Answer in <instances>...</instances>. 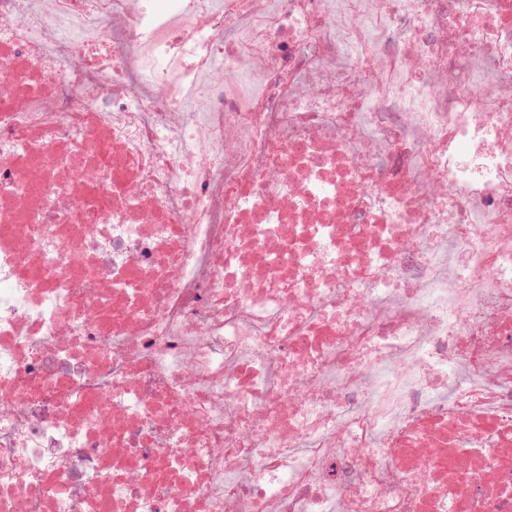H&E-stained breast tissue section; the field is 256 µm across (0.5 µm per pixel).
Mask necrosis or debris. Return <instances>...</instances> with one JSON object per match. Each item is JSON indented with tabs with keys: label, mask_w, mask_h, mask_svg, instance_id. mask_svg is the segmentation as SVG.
I'll list each match as a JSON object with an SVG mask.
<instances>
[{
	"label": "necrosis or debris",
	"mask_w": 512,
	"mask_h": 512,
	"mask_svg": "<svg viewBox=\"0 0 512 512\" xmlns=\"http://www.w3.org/2000/svg\"><path fill=\"white\" fill-rule=\"evenodd\" d=\"M0 512H512V0H0Z\"/></svg>",
	"instance_id": "4bbe7bcc"
}]
</instances>
